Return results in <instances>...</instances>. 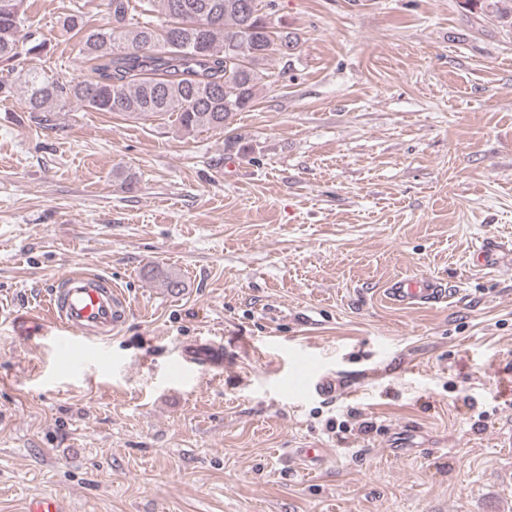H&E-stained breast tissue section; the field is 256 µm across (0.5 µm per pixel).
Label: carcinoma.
<instances>
[{"label":"carcinoma","instance_id":"1","mask_svg":"<svg viewBox=\"0 0 512 512\" xmlns=\"http://www.w3.org/2000/svg\"><path fill=\"white\" fill-rule=\"evenodd\" d=\"M23 0H0V61L31 55L41 44L23 33ZM112 26L89 29L75 7L61 26L82 41L93 75L61 81L23 74L30 112L77 102L132 119L176 115L180 129H222L251 107L265 66L294 55L298 39L276 28L275 0H108Z\"/></svg>","mask_w":512,"mask_h":512}]
</instances>
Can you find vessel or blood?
I'll return each instance as SVG.
<instances>
[{"mask_svg": "<svg viewBox=\"0 0 512 512\" xmlns=\"http://www.w3.org/2000/svg\"><path fill=\"white\" fill-rule=\"evenodd\" d=\"M453 293V288L446 282L430 276L405 278L390 284L386 290L391 303L408 309L447 301ZM46 308L50 323L60 333L58 353L74 354L81 362L90 355L104 358L106 350L100 346L90 355L80 352L75 337L112 335L123 326L128 313L125 298L111 282L83 270L71 271L55 281ZM185 359L207 370L220 368L224 365V349L212 341L187 350ZM350 388L349 380L330 372L319 374L309 385L312 395L325 400L336 399ZM328 456L329 451L325 448H292L288 451L289 460L308 472L321 467Z\"/></svg>", "mask_w": 512, "mask_h": 512, "instance_id": "1", "label": "vessel or blood"}]
</instances>
